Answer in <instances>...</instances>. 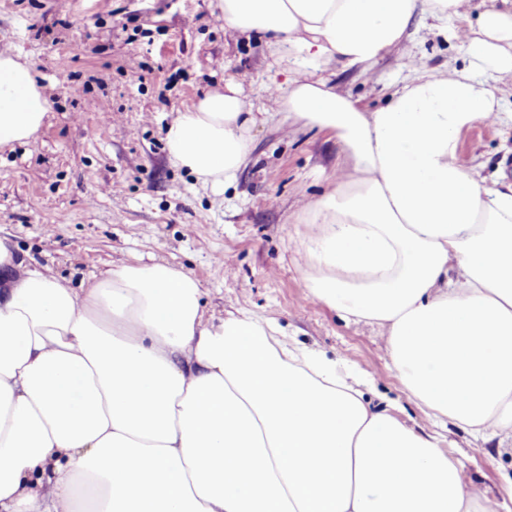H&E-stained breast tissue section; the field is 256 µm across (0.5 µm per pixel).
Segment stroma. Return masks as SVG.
Wrapping results in <instances>:
<instances>
[{"label": "stroma", "instance_id": "stroma-1", "mask_svg": "<svg viewBox=\"0 0 512 512\" xmlns=\"http://www.w3.org/2000/svg\"><path fill=\"white\" fill-rule=\"evenodd\" d=\"M219 14L218 0H0V50L30 63L51 102L35 140L0 151V237L25 265L77 288L153 258L191 272L206 314L274 320L289 340L353 366L366 398L435 435L464 483L506 495L512 446L481 450L464 429L436 424L408 398L377 328L310 295L298 216L335 188L345 156L333 132L272 118L269 89L287 79V62L262 36L226 32ZM416 59L436 72L465 64L454 32L419 14L370 69L333 63L324 76L372 112L413 78ZM230 79L269 118L234 183L215 192L171 163L164 133ZM460 157L487 187L512 180V123L465 131Z\"/></svg>", "mask_w": 512, "mask_h": 512}]
</instances>
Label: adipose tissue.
Returning a JSON list of instances; mask_svg holds the SVG:
<instances>
[{
    "label": "adipose tissue",
    "instance_id": "obj_1",
    "mask_svg": "<svg viewBox=\"0 0 512 512\" xmlns=\"http://www.w3.org/2000/svg\"><path fill=\"white\" fill-rule=\"evenodd\" d=\"M219 0L225 30L296 64L271 96L285 125L333 132L347 159L295 246L311 295L377 327L408 395L481 443L512 444V183L461 162L499 119L512 0ZM458 21L463 68L417 75L373 112L322 77L370 67L417 13ZM50 113L0 51V149ZM258 119L240 85L168 125L171 162L233 183ZM192 273L118 265L75 289L43 269L0 285V512H512L465 484L436 439L372 406L362 379L244 313L206 315Z\"/></svg>",
    "mask_w": 512,
    "mask_h": 512
}]
</instances>
